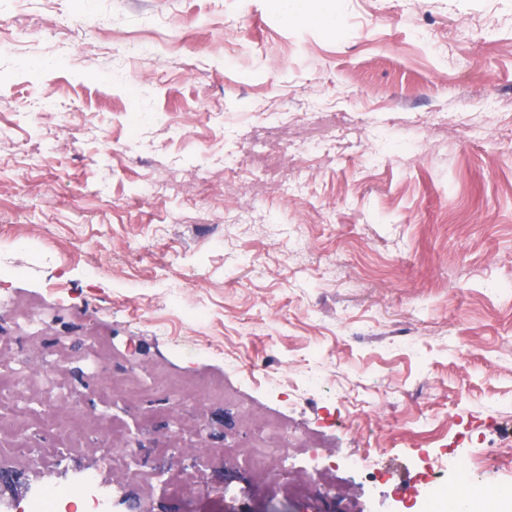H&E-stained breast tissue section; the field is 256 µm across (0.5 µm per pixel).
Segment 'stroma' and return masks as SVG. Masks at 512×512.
I'll use <instances>...</instances> for the list:
<instances>
[{
    "instance_id": "35a3bbf8",
    "label": "stroma",
    "mask_w": 512,
    "mask_h": 512,
    "mask_svg": "<svg viewBox=\"0 0 512 512\" xmlns=\"http://www.w3.org/2000/svg\"><path fill=\"white\" fill-rule=\"evenodd\" d=\"M285 113L336 125L288 142L286 181L267 183L249 161ZM49 227L54 259L14 248ZM0 262L25 273L1 287L55 309L28 360L82 399L237 364L296 390L180 406L212 454L159 460L208 481L198 512H420L394 493L421 445L407 417L465 463L512 450V0H0ZM167 265L196 275L181 299L204 325L170 311ZM91 332L124 369L81 373ZM177 337L212 352L177 356ZM312 358L323 385L306 392ZM275 409L401 477H308L301 454L302 494L237 497L225 440ZM103 471L124 498L185 506L135 468Z\"/></svg>"
}]
</instances>
